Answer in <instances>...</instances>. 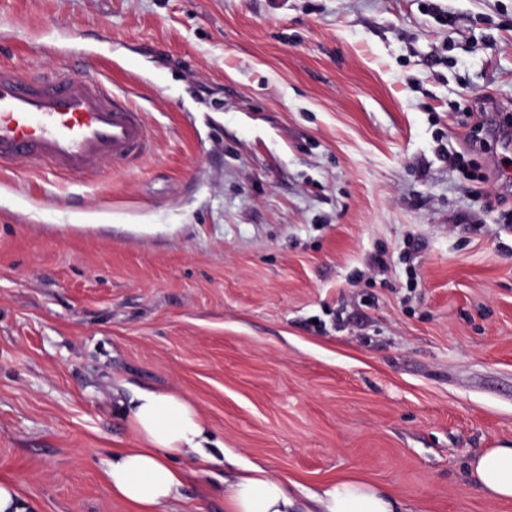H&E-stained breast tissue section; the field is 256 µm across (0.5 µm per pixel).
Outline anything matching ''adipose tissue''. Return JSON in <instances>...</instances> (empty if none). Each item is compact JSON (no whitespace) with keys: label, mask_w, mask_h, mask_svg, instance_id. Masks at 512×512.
Wrapping results in <instances>:
<instances>
[{"label":"adipose tissue","mask_w":512,"mask_h":512,"mask_svg":"<svg viewBox=\"0 0 512 512\" xmlns=\"http://www.w3.org/2000/svg\"><path fill=\"white\" fill-rule=\"evenodd\" d=\"M135 445L113 452L105 478L131 512H157L183 483L175 458L204 456L208 423L198 407L170 390H140L122 409ZM479 490L492 501L512 499V447L488 448L471 463ZM317 512H406L380 486L356 479L324 483ZM224 512H305L286 480L258 465L244 467L224 488Z\"/></svg>","instance_id":"ef3b65f1"}]
</instances>
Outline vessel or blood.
I'll return each instance as SVG.
<instances>
[{"mask_svg":"<svg viewBox=\"0 0 512 512\" xmlns=\"http://www.w3.org/2000/svg\"><path fill=\"white\" fill-rule=\"evenodd\" d=\"M151 139L143 112L97 72L26 76L0 67V160L89 174L107 161L134 165Z\"/></svg>","mask_w":512,"mask_h":512,"instance_id":"1","label":"vessel or blood"}]
</instances>
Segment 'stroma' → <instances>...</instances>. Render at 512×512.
<instances>
[{"label":"stroma","instance_id":"1","mask_svg":"<svg viewBox=\"0 0 512 512\" xmlns=\"http://www.w3.org/2000/svg\"><path fill=\"white\" fill-rule=\"evenodd\" d=\"M98 69L155 130L133 169L0 163V477L34 512H129L120 404L172 390L241 463L512 512V0H0V66ZM387 261L384 271L375 258ZM158 512H224L177 459ZM471 474L490 501L512 499V447L485 449L471 462Z\"/></svg>","mask_w":512,"mask_h":512}]
</instances>
